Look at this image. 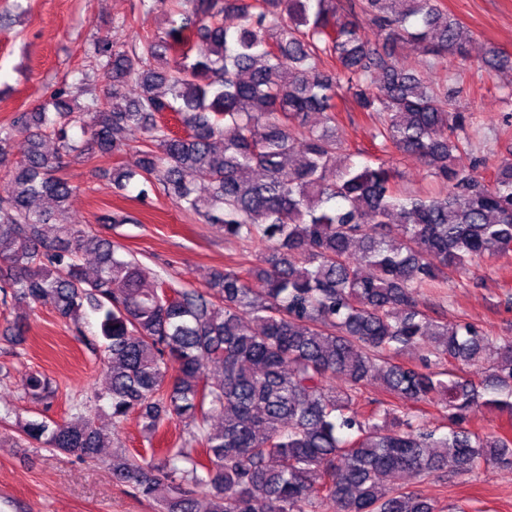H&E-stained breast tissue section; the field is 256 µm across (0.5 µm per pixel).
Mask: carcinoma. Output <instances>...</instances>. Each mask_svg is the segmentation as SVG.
<instances>
[{"label":"carcinoma","mask_w":512,"mask_h":512,"mask_svg":"<svg viewBox=\"0 0 512 512\" xmlns=\"http://www.w3.org/2000/svg\"><path fill=\"white\" fill-rule=\"evenodd\" d=\"M176 13L163 37L94 42L79 85L0 126V164L15 135L27 142L0 197V308L49 305L76 327L96 313L110 385L93 399H108L112 425L135 412L150 444L170 417L191 425L181 448L140 460L115 449L113 479L161 512H198L195 487L207 512H439L387 477L512 467V436L463 427L483 407L512 419V337L418 304L469 264L512 252V149L483 178L475 118L448 95L462 74L429 80L397 63L412 42L433 71L466 55L471 34L443 0H176ZM338 112L374 120L380 151L414 158L444 191L401 190L385 160L341 163ZM136 131L144 148L114 170L115 187L141 179L225 238L264 241L256 263L215 271L203 289L160 274L148 288L122 245L66 221L78 186L57 175L64 159L125 151ZM416 347L419 363L394 361ZM479 363L480 382L457 374ZM372 380L394 401H362ZM22 394L49 404L55 390L34 372ZM422 403L447 411L448 432L416 420ZM101 419L87 405L74 422L20 431L93 460Z\"/></svg>","instance_id":"cac0c4a2"}]
</instances>
